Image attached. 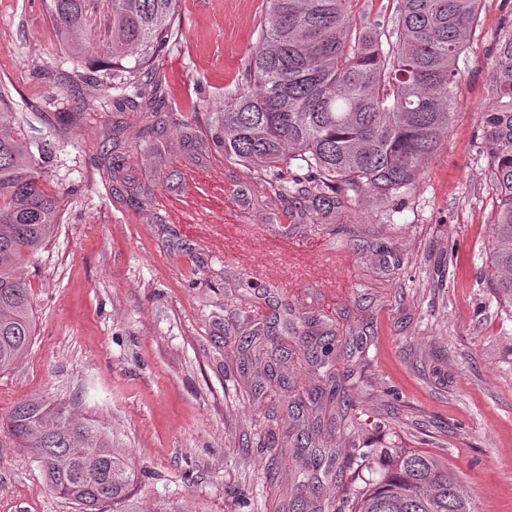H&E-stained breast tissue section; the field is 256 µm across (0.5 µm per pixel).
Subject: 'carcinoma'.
Here are the masks:
<instances>
[{"mask_svg": "<svg viewBox=\"0 0 512 512\" xmlns=\"http://www.w3.org/2000/svg\"><path fill=\"white\" fill-rule=\"evenodd\" d=\"M352 0H267L258 43L248 56L247 90L224 98L217 122L224 155L258 170L295 209L344 211L349 192L369 188L390 201L421 176L424 160L448 137L457 90L456 61L476 32L482 0H400L394 17L357 22ZM177 0H112L111 33L105 42L86 33L88 0H49L55 27L86 34L72 45L80 55L110 62L96 79L100 94L135 93L143 113L136 147L146 160L160 155L167 114V85L154 55L172 36ZM140 57L123 64L132 51ZM492 105L480 115V153L488 159L498 192L488 259L495 269L499 302L512 308V25L498 38L490 73ZM8 95L0 89V372L16 366L35 336L31 297L19 268L55 234L58 198L42 184L44 144L13 127ZM124 128L107 133L110 148L100 166L112 177V152ZM294 160L309 178L288 182ZM224 342L249 352L246 329ZM347 346L336 333L321 334L303 350L321 370L326 386L317 398L347 414L353 389L332 370ZM4 430L20 448L37 453L52 491L98 512L127 496L135 473L121 450L90 421L66 407L24 400L8 412ZM378 477L352 501L351 512H473L448 459L418 448L375 450ZM292 512H309L324 486L301 485Z\"/></svg>", "mask_w": 512, "mask_h": 512, "instance_id": "cac0c4a2", "label": "carcinoma"}]
</instances>
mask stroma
I'll return each mask as SVG.
<instances>
[{"label":"stroma","mask_w":512,"mask_h":512,"mask_svg":"<svg viewBox=\"0 0 512 512\" xmlns=\"http://www.w3.org/2000/svg\"><path fill=\"white\" fill-rule=\"evenodd\" d=\"M266 0H179L174 35L157 63L168 82L170 164L186 125L212 139L228 93L246 88L247 60ZM512 24V0H484L457 62L451 131L402 199L353 195L341 215L298 212L263 176L224 159L223 184L244 191L224 213L222 251L200 224L210 203L187 181L149 175L134 145L141 115L105 105L94 83L106 65L70 53L44 0H0V86L16 121L52 155L44 186L60 199L58 228L22 273L32 294L35 339L0 373V415L22 400L62 403L122 449L136 478L106 512H289L307 480L292 447L311 405L299 391L318 374L304 363L269 365L221 344L248 329L278 332L272 302L228 287L226 265L293 278L288 343L347 334L338 373H353L355 402L335 430L314 436L326 451L327 489L313 512H350L349 477L360 452L390 442L447 457L474 512H512V309L497 302L488 261L497 192L479 154V116L490 104V53ZM126 127L118 177L174 205L171 223L116 193L96 165L113 122ZM282 480L270 483L268 465ZM0 512H79L51 491L35 455L0 434Z\"/></svg>","instance_id":"35a3bbf8"}]
</instances>
